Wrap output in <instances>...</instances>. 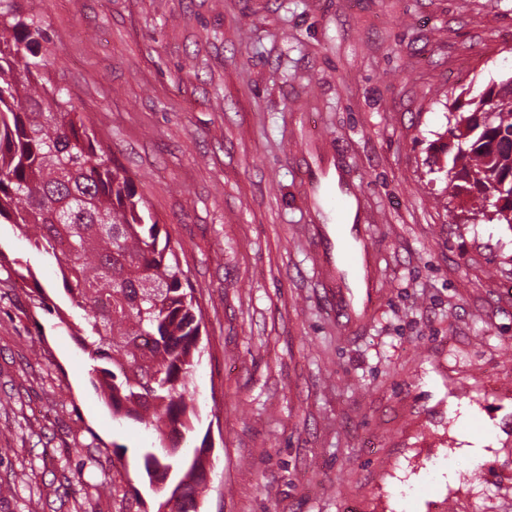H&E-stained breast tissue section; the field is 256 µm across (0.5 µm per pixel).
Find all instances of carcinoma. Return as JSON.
I'll return each mask as SVG.
<instances>
[{"label": "carcinoma", "instance_id": "obj_1", "mask_svg": "<svg viewBox=\"0 0 512 512\" xmlns=\"http://www.w3.org/2000/svg\"><path fill=\"white\" fill-rule=\"evenodd\" d=\"M47 41L39 20L16 0H0V224H13L58 265L71 302L83 311L80 341L114 414L179 435L191 429L189 377L202 311L188 272L160 224L147 223L132 180L74 112L66 89L44 78ZM454 104L450 196L471 195L478 214L512 228V77ZM141 455L147 478L172 473L200 487L201 457L178 443ZM80 465L95 467L89 445L74 443Z\"/></svg>", "mask_w": 512, "mask_h": 512}]
</instances>
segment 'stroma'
Instances as JSON below:
<instances>
[{"instance_id": "35a3bbf8", "label": "stroma", "mask_w": 512, "mask_h": 512, "mask_svg": "<svg viewBox=\"0 0 512 512\" xmlns=\"http://www.w3.org/2000/svg\"><path fill=\"white\" fill-rule=\"evenodd\" d=\"M18 4L195 289L198 512H512V228L462 223L431 150L457 96L512 77V0ZM318 158L370 241L361 317L310 218ZM0 253L30 271L0 270V512H120L78 440L157 512L160 434L96 387L56 262L11 224ZM471 437L491 462L458 455Z\"/></svg>"}]
</instances>
